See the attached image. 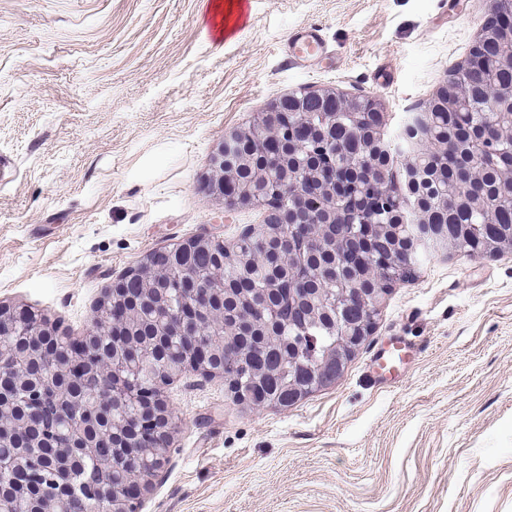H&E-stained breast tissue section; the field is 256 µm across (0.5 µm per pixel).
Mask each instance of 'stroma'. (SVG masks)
I'll list each match as a JSON object with an SVG mask.
<instances>
[{
  "instance_id": "1",
  "label": "stroma",
  "mask_w": 512,
  "mask_h": 512,
  "mask_svg": "<svg viewBox=\"0 0 512 512\" xmlns=\"http://www.w3.org/2000/svg\"><path fill=\"white\" fill-rule=\"evenodd\" d=\"M210 0H0V303L86 335L104 288L151 252L263 223L205 186L225 133L288 93L407 109L466 58L490 0H251L223 41ZM326 57L291 62L297 28ZM421 353L367 370L389 338ZM167 461L140 512H512V253L432 256L386 296L335 383L290 407L221 377L166 386Z\"/></svg>"
}]
</instances>
